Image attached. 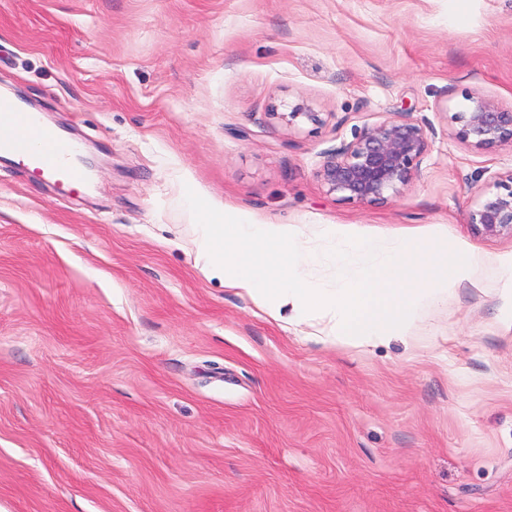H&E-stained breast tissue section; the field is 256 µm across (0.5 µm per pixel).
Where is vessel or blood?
<instances>
[{"instance_id":"1","label":"vessel or blood","mask_w":512,"mask_h":512,"mask_svg":"<svg viewBox=\"0 0 512 512\" xmlns=\"http://www.w3.org/2000/svg\"><path fill=\"white\" fill-rule=\"evenodd\" d=\"M0 110L9 119L8 135L0 139V152L63 186L76 189L84 184L86 176L77 164V143L59 139L42 126L37 113L20 109L12 101L0 100Z\"/></svg>"}]
</instances>
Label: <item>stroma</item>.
<instances>
[{"label":"stroma","instance_id":"1","mask_svg":"<svg viewBox=\"0 0 512 512\" xmlns=\"http://www.w3.org/2000/svg\"><path fill=\"white\" fill-rule=\"evenodd\" d=\"M1 92L98 167L69 191L0 162V512H512L493 263L346 350L208 279L182 200L512 251L468 222L512 146L451 121L512 108V0H0ZM302 98L321 124L270 119ZM403 107L430 144L409 190L328 193L327 155ZM467 112L454 113L455 137L477 151H490L505 143L512 146V109L505 110L484 97L472 98Z\"/></svg>","mask_w":512,"mask_h":512}]
</instances>
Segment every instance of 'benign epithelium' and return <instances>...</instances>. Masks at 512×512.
Listing matches in <instances>:
<instances>
[{
    "instance_id": "benign-epithelium-1",
    "label": "benign epithelium",
    "mask_w": 512,
    "mask_h": 512,
    "mask_svg": "<svg viewBox=\"0 0 512 512\" xmlns=\"http://www.w3.org/2000/svg\"><path fill=\"white\" fill-rule=\"evenodd\" d=\"M466 112L454 113L455 137L477 151L512 144V109L505 110L484 97L471 98ZM270 116L292 128L301 122L319 124V113L301 99L286 112ZM429 147L425 128L408 112L364 128L351 142L337 147L318 172L330 193L344 200L378 203L400 195L417 176ZM468 223L476 233L512 238V171L493 177L489 188L478 191Z\"/></svg>"
}]
</instances>
